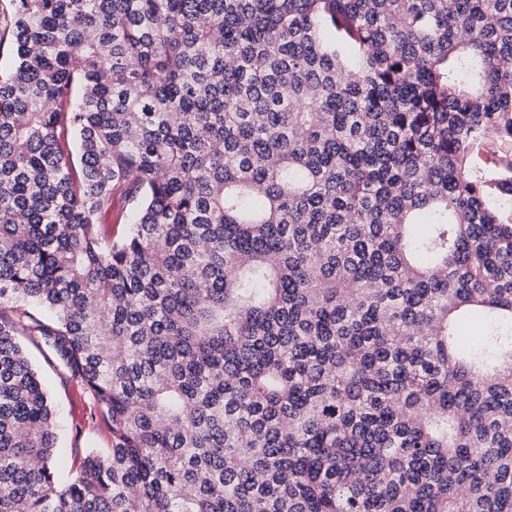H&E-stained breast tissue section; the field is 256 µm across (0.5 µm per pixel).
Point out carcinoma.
Instances as JSON below:
<instances>
[{
	"mask_svg": "<svg viewBox=\"0 0 512 512\" xmlns=\"http://www.w3.org/2000/svg\"><path fill=\"white\" fill-rule=\"evenodd\" d=\"M6 38L0 512H512V0H0ZM21 336L110 431L62 487Z\"/></svg>",
	"mask_w": 512,
	"mask_h": 512,
	"instance_id": "obj_1",
	"label": "carcinoma"
}]
</instances>
